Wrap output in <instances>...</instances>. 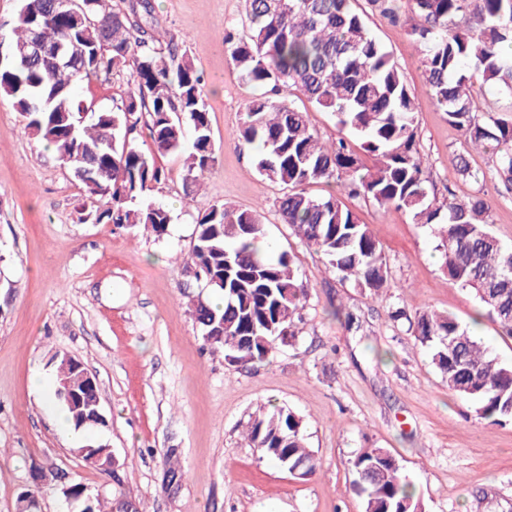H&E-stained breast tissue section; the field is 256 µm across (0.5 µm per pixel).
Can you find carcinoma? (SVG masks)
<instances>
[{"instance_id": "1", "label": "carcinoma", "mask_w": 512, "mask_h": 512, "mask_svg": "<svg viewBox=\"0 0 512 512\" xmlns=\"http://www.w3.org/2000/svg\"><path fill=\"white\" fill-rule=\"evenodd\" d=\"M52 0H21L29 23L13 28V44L38 29L48 46L85 49L81 67L49 70L43 65L0 67V97L20 113L24 128L54 151L83 185L91 208L81 219L117 227L143 226L160 237L170 210L146 200L165 179L156 156L178 154L190 183L215 161L214 140L202 74L187 51L156 35L151 0L125 9L89 0L86 13L62 17ZM242 29L224 27L228 60L257 90L241 113L234 147L252 154L258 173L288 188L275 206L280 223L321 253L328 270L353 287L377 296L389 288L381 245L366 224L336 195H313L314 184L339 182L343 191L382 208L407 213L415 224L435 227L448 280L475 293L483 310L512 336V247L490 231L489 199L459 200L429 191L430 170L419 148L414 104L403 73L371 33L356 0H243ZM392 22L401 0H368ZM417 17L410 34L421 54L435 104L464 142L491 149L500 184L512 193V115L473 106L471 85L480 79L512 93V0H409ZM111 20L103 33L87 17ZM130 66V89L112 110L85 111L77 87L90 77ZM305 99L336 117L338 133L323 142L307 111L285 94ZM146 127L153 144L137 145ZM360 141L354 151L349 137ZM372 158L363 163L360 154ZM265 237L260 212L212 204L198 215L187 272L224 298L192 301L190 313L205 345L230 365L255 367L278 345L293 341L304 323L309 295L294 262L283 252L260 253ZM416 342L447 383L448 392L472 403L476 415L512 421V364L493 357L483 343L449 314L426 307L408 320ZM56 367V396L74 427H104L98 390L86 385L85 369ZM249 446L297 479L316 463L307 447L302 418L263 407L248 422ZM74 452L89 466L106 462L103 444ZM353 490L364 512H423L400 460L386 448H365L351 461ZM80 512H140V503L120 489L105 506L101 495L77 483Z\"/></svg>"}]
</instances>
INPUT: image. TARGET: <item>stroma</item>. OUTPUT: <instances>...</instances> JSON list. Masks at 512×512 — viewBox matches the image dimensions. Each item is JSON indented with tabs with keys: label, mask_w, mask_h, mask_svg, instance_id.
<instances>
[{
	"label": "stroma",
	"mask_w": 512,
	"mask_h": 512,
	"mask_svg": "<svg viewBox=\"0 0 512 512\" xmlns=\"http://www.w3.org/2000/svg\"><path fill=\"white\" fill-rule=\"evenodd\" d=\"M152 2L154 24L186 47L205 77L216 149L195 184L185 182L180 156L159 158L166 179L150 197L173 212L164 236L80 222L81 183L0 100V512H20L37 467L111 498V476L74 452L90 442L112 449L143 512H363L351 461L364 448L389 449L402 461L425 512H468L478 495L483 512H512V423L477 418L471 403L450 395L407 323L390 321L388 312L426 306L451 314L508 364L512 337L480 317L470 290L449 281L427 226L341 193L335 183L312 192L338 195L369 225L389 261L391 287L372 297L329 272L324 257L280 223L274 202L281 186L234 148L253 89L227 59L224 27L241 24L242 0ZM412 22L408 13L396 24L368 15L414 100L433 188L440 196L491 199L490 229L512 246V195L501 191L491 152L470 154L468 176L449 160L463 139L432 99ZM129 80V70H114L84 82L79 95L95 110L112 109ZM215 203L261 211L263 250L291 255L310 291L297 339L254 369L229 365L205 347L189 312L191 300L209 295L185 266L196 218ZM334 303L360 329L330 320ZM62 355L96 379L106 427H58ZM37 373L39 393L31 388ZM262 404L302 417L317 460L312 476L295 478L248 446L242 430ZM170 448L187 473L173 495L162 487Z\"/></svg>",
	"instance_id": "1"
}]
</instances>
